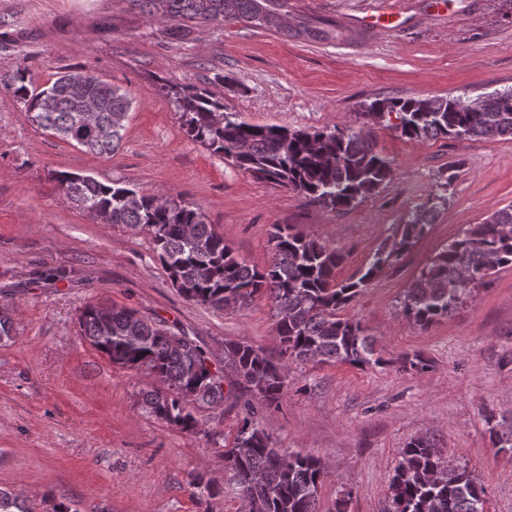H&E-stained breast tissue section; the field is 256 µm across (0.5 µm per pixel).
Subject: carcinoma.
Here are the masks:
<instances>
[{
	"label": "carcinoma",
	"mask_w": 512,
	"mask_h": 512,
	"mask_svg": "<svg viewBox=\"0 0 512 512\" xmlns=\"http://www.w3.org/2000/svg\"><path fill=\"white\" fill-rule=\"evenodd\" d=\"M174 21L224 20L288 29L277 13L279 0H165ZM32 114V121L73 146L111 156L121 145L132 101L121 88L84 69L64 72L40 90L30 87L26 67L15 63L6 87ZM480 112L458 107L454 96L377 98L361 106L362 126L317 131L254 125L224 111V103L199 87L175 92L187 136L237 169L275 187L291 190L332 211L348 208L375 193L392 175L390 162L375 150L372 127L395 117L389 128L408 140L512 136V86L483 95ZM86 101L93 119L73 110ZM56 180L66 197L91 218L150 232L157 257L186 299L215 310L242 309L266 299L279 354L247 342L224 345V366L247 396L246 416L220 455L241 512H318L327 477L322 462L300 451L277 447L254 416L257 408L279 406L288 390L287 362L381 365L361 322L341 315L386 267L429 232L441 197L419 206L400 225L389 245L378 248L356 280L337 281L342 251L326 242L275 224L271 258L262 269L240 258L197 208L170 197L148 194L89 175L62 171ZM512 266V205L471 224L448 241L407 288L402 313L422 328L448 317L474 289L491 282L497 269ZM82 336L112 363L144 371L161 387L146 392L148 415L184 432L199 421L191 406L212 408L224 400V376L212 369L197 341L149 320L133 309L111 308L108 327L99 308L79 316ZM496 447L512 453V426L490 428ZM191 484L202 503L224 488L195 474ZM392 512H486V490L465 466H452L434 438L408 441L391 478ZM0 512H33L14 492L0 488Z\"/></svg>",
	"instance_id": "cac0c4a2"
}]
</instances>
